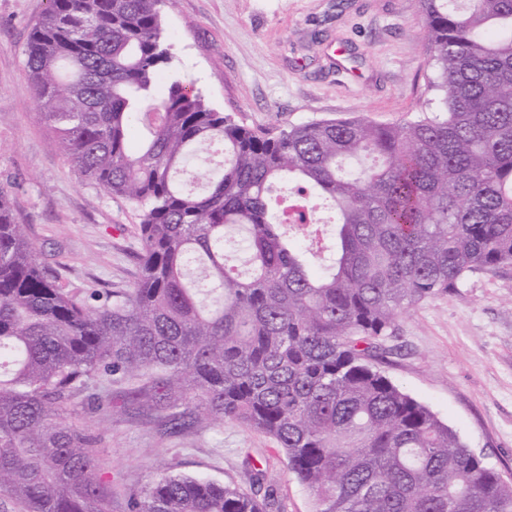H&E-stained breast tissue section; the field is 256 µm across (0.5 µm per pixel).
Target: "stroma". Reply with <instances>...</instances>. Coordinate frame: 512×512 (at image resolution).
Instances as JSON below:
<instances>
[{
	"instance_id": "1",
	"label": "stroma",
	"mask_w": 512,
	"mask_h": 512,
	"mask_svg": "<svg viewBox=\"0 0 512 512\" xmlns=\"http://www.w3.org/2000/svg\"><path fill=\"white\" fill-rule=\"evenodd\" d=\"M48 0H0V185L41 261L69 291L129 284L139 210L88 185L60 154L29 89L25 50ZM172 62L164 75L193 84L217 111L276 132L316 119L389 125L431 110L430 56L413 0H175L161 8ZM347 74H340V67ZM382 369L470 448L512 480V268L471 276L397 323ZM78 411L98 439L112 512L168 474L243 489L263 470L286 512L312 496L267 436L234 423L167 430L123 408Z\"/></svg>"
}]
</instances>
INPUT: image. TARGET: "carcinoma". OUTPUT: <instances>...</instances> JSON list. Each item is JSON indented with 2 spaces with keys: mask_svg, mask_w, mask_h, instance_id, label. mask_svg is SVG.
Instances as JSON below:
<instances>
[{
  "mask_svg": "<svg viewBox=\"0 0 512 512\" xmlns=\"http://www.w3.org/2000/svg\"><path fill=\"white\" fill-rule=\"evenodd\" d=\"M173 2L49 0L27 44L36 110L140 209V249L132 285L67 291L0 187V512H112L73 422L109 407L104 380L172 429L269 436L314 512H512V483L380 368L399 316L512 267V0H415L433 111L276 133L178 76L158 90ZM128 512L284 508L170 475Z\"/></svg>",
  "mask_w": 512,
  "mask_h": 512,
  "instance_id": "1",
  "label": "carcinoma"
}]
</instances>
